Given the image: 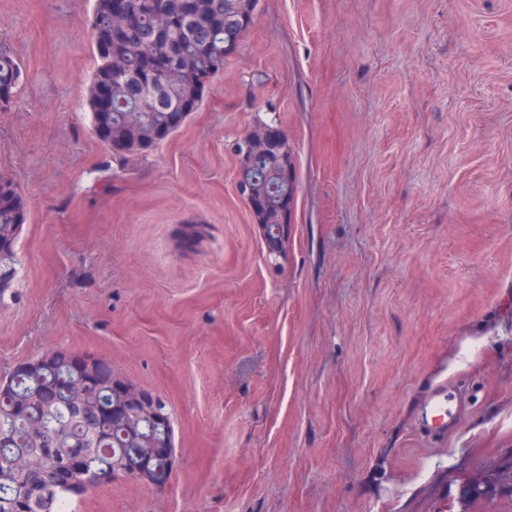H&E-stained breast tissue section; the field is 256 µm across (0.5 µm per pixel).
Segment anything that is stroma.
Here are the masks:
<instances>
[{"label": "stroma", "instance_id": "35a3bbf8", "mask_svg": "<svg viewBox=\"0 0 512 512\" xmlns=\"http://www.w3.org/2000/svg\"><path fill=\"white\" fill-rule=\"evenodd\" d=\"M94 0H0L25 80L0 177L26 201L0 377L92 354L166 403L161 488L75 512H458L512 457V0H259L195 112L146 155L92 130ZM286 134L270 259L234 143ZM471 406L429 441L420 402Z\"/></svg>", "mask_w": 512, "mask_h": 512}]
</instances>
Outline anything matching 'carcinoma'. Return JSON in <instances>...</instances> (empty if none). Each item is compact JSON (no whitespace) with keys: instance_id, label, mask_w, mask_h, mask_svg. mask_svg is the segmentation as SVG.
Listing matches in <instances>:
<instances>
[{"instance_id":"1","label":"carcinoma","mask_w":512,"mask_h":512,"mask_svg":"<svg viewBox=\"0 0 512 512\" xmlns=\"http://www.w3.org/2000/svg\"><path fill=\"white\" fill-rule=\"evenodd\" d=\"M259 0H95L91 25L109 18L117 8L127 25L111 35L110 45L94 40L98 65L88 88L92 119H101L106 139L118 143L122 158L143 155L158 144L156 133L168 128L170 113L192 112L203 99L215 75L224 72L227 58L236 52L253 24ZM23 70L10 48L0 44V90L12 102ZM107 89L111 107L100 103ZM251 196L265 201L254 215L263 236L272 240L280 223L281 203L295 191L284 180L283 164L294 167L292 153L264 149L260 153L241 139L235 144ZM25 202L14 184L0 178V244L13 245ZM112 365L101 361L87 376L90 413L80 418L65 391L75 374L49 358L35 367H17L0 378V431L7 444L0 447V512H75L83 494L73 485L88 472L112 471L120 462L128 473L146 469L159 486L170 477L173 459L155 448L171 429H147L137 419H112ZM68 425L82 452V468L62 480L65 461L73 454L55 436V427ZM54 449L53 461L42 459L30 472L14 467L16 457Z\"/></svg>"}]
</instances>
